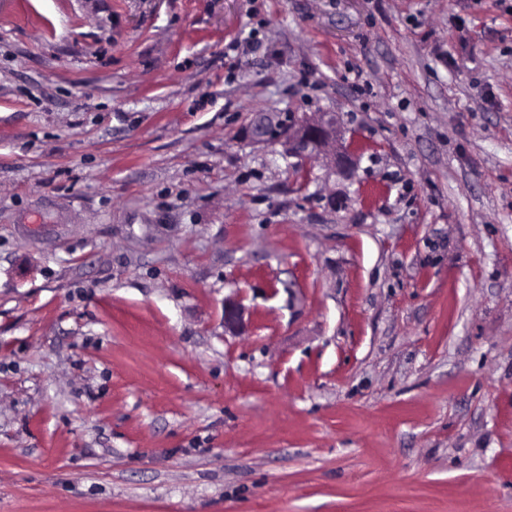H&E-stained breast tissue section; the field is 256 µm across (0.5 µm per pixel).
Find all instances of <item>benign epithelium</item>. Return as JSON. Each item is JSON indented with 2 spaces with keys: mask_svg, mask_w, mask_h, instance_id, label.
I'll return each mask as SVG.
<instances>
[{
  "mask_svg": "<svg viewBox=\"0 0 512 512\" xmlns=\"http://www.w3.org/2000/svg\"><path fill=\"white\" fill-rule=\"evenodd\" d=\"M277 124L271 115L254 120L248 130L252 141L257 143H280L288 157L295 159L292 167L298 168L314 157L339 168L351 165L353 155L341 141V124L336 115L329 112H315L294 118L288 129L273 137L269 129ZM242 321V309L236 303L224 302V327L235 329Z\"/></svg>",
  "mask_w": 512,
  "mask_h": 512,
  "instance_id": "obj_1",
  "label": "benign epithelium"
}]
</instances>
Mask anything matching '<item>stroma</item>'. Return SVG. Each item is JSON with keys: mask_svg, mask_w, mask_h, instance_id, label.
Instances as JSON below:
<instances>
[{"mask_svg": "<svg viewBox=\"0 0 512 512\" xmlns=\"http://www.w3.org/2000/svg\"><path fill=\"white\" fill-rule=\"evenodd\" d=\"M0 512H512V0H0ZM278 120L263 115L254 120L248 130L252 141L257 143H281L289 158L296 159L292 167L298 168L311 158L322 157L332 167L347 168L353 155L341 141V124L334 113L314 112L294 118L288 129L272 137L270 127Z\"/></svg>", "mask_w": 512, "mask_h": 512, "instance_id": "1", "label": "stroma"}]
</instances>
